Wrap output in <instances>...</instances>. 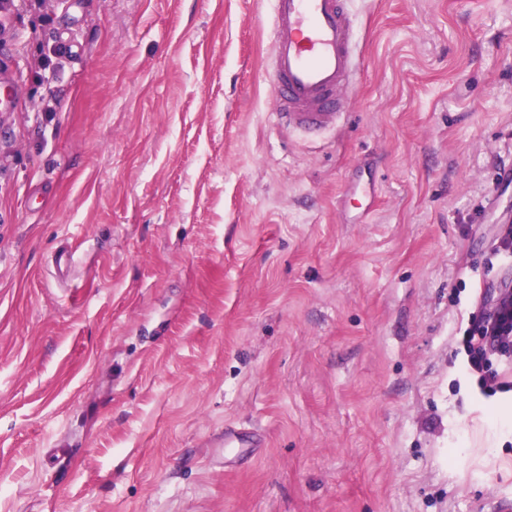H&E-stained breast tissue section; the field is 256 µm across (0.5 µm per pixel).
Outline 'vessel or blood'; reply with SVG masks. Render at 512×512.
<instances>
[{"label": "vessel or blood", "instance_id": "b4317fda", "mask_svg": "<svg viewBox=\"0 0 512 512\" xmlns=\"http://www.w3.org/2000/svg\"><path fill=\"white\" fill-rule=\"evenodd\" d=\"M346 0H273L270 76L279 125L311 135L352 105L357 67Z\"/></svg>", "mask_w": 512, "mask_h": 512}]
</instances>
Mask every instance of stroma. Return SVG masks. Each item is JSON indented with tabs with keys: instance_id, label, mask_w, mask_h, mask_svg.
Segmentation results:
<instances>
[{
	"instance_id": "35a3bbf8",
	"label": "stroma",
	"mask_w": 512,
	"mask_h": 512,
	"mask_svg": "<svg viewBox=\"0 0 512 512\" xmlns=\"http://www.w3.org/2000/svg\"><path fill=\"white\" fill-rule=\"evenodd\" d=\"M347 6L317 136L278 124L270 0L0 13V512L512 497V396L453 342L512 282V0Z\"/></svg>"
}]
</instances>
